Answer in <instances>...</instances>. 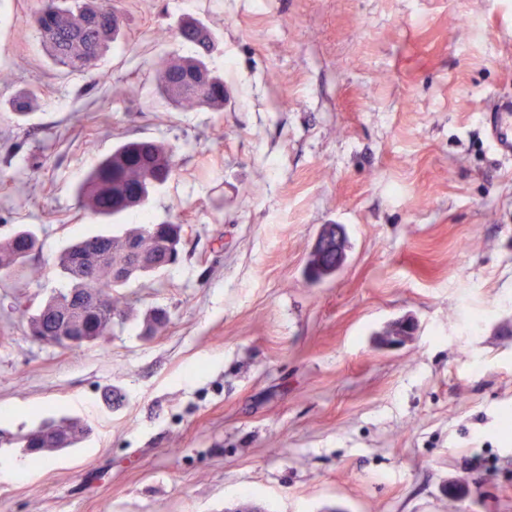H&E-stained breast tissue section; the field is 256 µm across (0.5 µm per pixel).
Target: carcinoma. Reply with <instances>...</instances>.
I'll use <instances>...</instances> for the list:
<instances>
[{
	"label": "carcinoma",
	"instance_id": "carcinoma-1",
	"mask_svg": "<svg viewBox=\"0 0 512 512\" xmlns=\"http://www.w3.org/2000/svg\"><path fill=\"white\" fill-rule=\"evenodd\" d=\"M34 26L44 50L58 69L90 72L121 35L119 10L111 0H44L34 16ZM178 36L199 49L195 56L163 59L158 63L161 94L176 107L189 105L224 109V78L212 70L205 55L214 48V35L195 20L180 25ZM210 74L205 97L194 91L195 75ZM11 108L24 117L39 105L31 90L16 93ZM176 171L174 151L162 142L148 139L124 141L88 171L76 188L79 208L87 215L108 221L127 211L142 208L161 183L172 179ZM183 227L180 224H154L149 220L117 233L90 234L80 237L60 253L54 266L69 280L70 288L58 292L39 305L35 312L17 305L27 318L31 335L60 336L66 314L74 316L86 336L105 337L112 327L122 325L127 313L112 300V290L138 279L153 277L163 271L160 263L171 253H178ZM41 249L37 235L25 226L0 239V270L16 272ZM124 271V280L112 282V269ZM105 295L109 305L94 304ZM87 436L80 420L49 418L24 437V448L36 459L56 447L63 438L74 447Z\"/></svg>",
	"mask_w": 512,
	"mask_h": 512
}]
</instances>
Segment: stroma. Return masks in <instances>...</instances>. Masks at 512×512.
Returning a JSON list of instances; mask_svg holds the SVG:
<instances>
[{
    "mask_svg": "<svg viewBox=\"0 0 512 512\" xmlns=\"http://www.w3.org/2000/svg\"><path fill=\"white\" fill-rule=\"evenodd\" d=\"M40 5L0 0V238L42 242L0 272V432L91 433L20 473L0 444V512H512V156L484 127L512 97V0H119V41L68 75ZM188 16L216 38L223 111L158 91ZM130 139L174 150L147 210L183 225L178 260L117 290L129 319L105 342L41 344L16 301L68 288L49 264L79 236L140 220L75 200ZM327 224L348 261L313 284ZM151 309L168 323L145 336Z\"/></svg>",
    "mask_w": 512,
    "mask_h": 512,
    "instance_id": "35a3bbf8",
    "label": "stroma"
}]
</instances>
